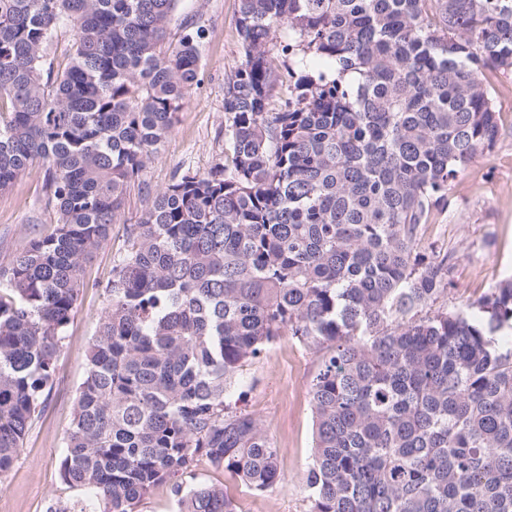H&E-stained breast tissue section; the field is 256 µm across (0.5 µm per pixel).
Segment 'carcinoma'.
I'll return each mask as SVG.
<instances>
[{
  "mask_svg": "<svg viewBox=\"0 0 512 512\" xmlns=\"http://www.w3.org/2000/svg\"><path fill=\"white\" fill-rule=\"evenodd\" d=\"M180 0H0V191L49 164L54 231L0 268V475L53 386L83 266L198 83ZM74 32L54 68L57 29ZM228 144L126 230L47 512H236L202 460L265 492L279 448L233 408L281 336L323 352L310 512H512V280L449 311L454 252L423 244L499 132L512 0H239ZM281 91L274 105L275 91ZM140 512H177V506L170 493L169 487H155L143 500Z\"/></svg>",
  "mask_w": 512,
  "mask_h": 512,
  "instance_id": "obj_1",
  "label": "carcinoma"
}]
</instances>
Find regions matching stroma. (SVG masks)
Instances as JSON below:
<instances>
[{"mask_svg": "<svg viewBox=\"0 0 512 512\" xmlns=\"http://www.w3.org/2000/svg\"><path fill=\"white\" fill-rule=\"evenodd\" d=\"M239 0H181L169 41L181 35L179 21L196 17L205 29L199 81L139 182L128 192L108 239L84 266L83 285L56 362L54 384L33 420L12 469L0 476V512H47L50 502L80 498L60 476V461L72 427L76 390L86 352L108 299L126 237L147 200L175 173L204 172L224 157V83L241 61L236 32ZM500 134L490 156L477 158L451 189L452 204L429 225L427 241L454 250L453 285L439 306L454 310L512 279V73L494 74ZM48 166L36 161L0 192V267L33 239L50 233L55 214L45 205ZM322 354L284 336L243 371L231 391L238 410L251 414L279 448L283 479L274 489L250 490L230 471L200 463L194 482L228 488L238 512H309L306 469L312 453L310 386Z\"/></svg>", "mask_w": 512, "mask_h": 512, "instance_id": "obj_1", "label": "stroma"}]
</instances>
